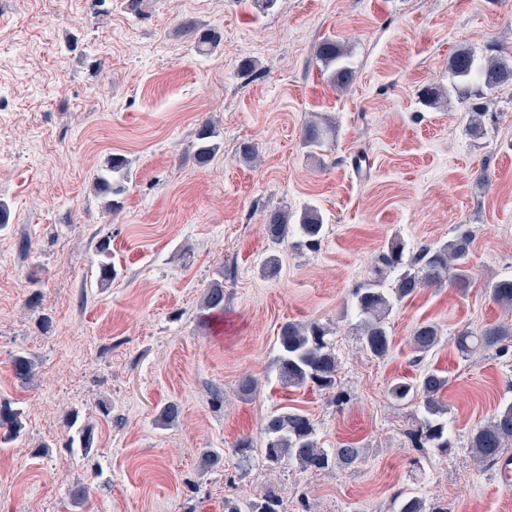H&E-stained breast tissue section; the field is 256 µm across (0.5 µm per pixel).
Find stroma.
Returning <instances> with one entry per match:
<instances>
[{"label": "stroma", "instance_id": "obj_1", "mask_svg": "<svg viewBox=\"0 0 512 512\" xmlns=\"http://www.w3.org/2000/svg\"><path fill=\"white\" fill-rule=\"evenodd\" d=\"M192 22L217 28L220 45L202 53L177 34ZM327 38L351 51L347 89L315 56ZM492 44L512 51V0H145L139 14L127 0H0V400L25 425L0 448V512H224L225 497L271 486L288 512L302 496L310 512H397L408 494L443 512H512L500 463L476 462L468 442L512 401V341L468 357L455 346L461 332L512 324L484 291L512 277V87L493 93L497 118L474 137L472 99L448 80L456 50L480 59ZM430 88L439 104L424 102ZM323 117L335 134L305 148V126ZM208 118L223 147L201 167L190 144ZM245 143L258 162L241 159ZM112 154L132 180L111 214L93 176ZM283 207L317 208L324 240L283 249L269 276L263 224ZM464 231L470 287L395 303L388 356L363 352L353 290L381 248L397 236L414 253ZM107 235L117 276L101 289L94 247ZM216 280L224 314L205 322L200 300ZM290 320L330 329L343 404L279 385L277 336ZM422 321L441 332L426 354L410 340ZM20 351L38 362L27 387L11 366ZM429 370L449 378L445 454L412 447L420 411L388 394L392 379ZM246 375L259 383L250 396L238 389ZM172 400L179 421L156 426ZM294 408L322 447L360 443L364 462L270 466L265 424ZM73 409L95 426L85 452L67 446ZM243 434L255 444L246 461L233 451ZM207 448L223 449L218 464L203 465ZM80 483L92 490L75 504Z\"/></svg>", "mask_w": 512, "mask_h": 512}]
</instances>
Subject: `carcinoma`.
I'll return each mask as SVG.
<instances>
[{"label": "carcinoma", "instance_id": "carcinoma-1", "mask_svg": "<svg viewBox=\"0 0 512 512\" xmlns=\"http://www.w3.org/2000/svg\"><path fill=\"white\" fill-rule=\"evenodd\" d=\"M178 33L194 40L198 48L212 49L219 45L222 36L214 27L184 25ZM316 57L333 67L332 79L341 89L348 88L354 79V70L344 62L346 50L334 40L326 39L316 47ZM451 78L472 87V93L484 96L504 86H512V54L496 55L477 62L475 55L466 48L457 50L448 60ZM332 131V125H309L304 132V144L309 148L321 146L324 137ZM219 132L210 121L201 122L192 143L195 160L204 165L220 150ZM130 178L129 161L114 155L94 177L96 194L105 199V209L115 212L121 208L122 196L128 189ZM321 213L313 208L304 209L298 223H288V210L270 212L263 231L273 251L266 257L264 270L268 274L276 271L278 255L276 248L288 242L291 234L300 237L299 245L308 249L317 248L324 234ZM470 239L462 234L453 240L435 246H426L411 257H406L404 241L395 236L387 242L378 256L376 277L356 289L355 305L361 317L359 341L362 349L377 358L388 355L391 336L386 319L392 310L393 301H402L423 288L440 287L447 282L465 286L470 282ZM97 285L105 288L112 283L115 268L111 261V238L101 237L96 245ZM395 274L391 287H384L385 272ZM486 292L496 304L512 309V278L492 283ZM205 315L224 312V284L213 282L205 289L200 302ZM328 330L316 321H288L281 326L277 346L276 371L278 382L288 388L312 387L333 394L338 398L337 376L340 361L335 348L326 340ZM512 338V328L505 325H489L479 333L457 337L460 353L467 357L478 349H494ZM412 343L417 352L426 354L436 348L440 341L438 327L431 322H420L412 331ZM12 366L15 378L22 385H29L36 377V358L27 352L14 354ZM448 387V377L437 371H428L415 380L393 379L388 394L398 403L418 402L422 416L417 429L410 438L417 448L430 446L444 452L452 447L448 433V406L442 394ZM181 407L176 401L165 403L157 414V423L168 426L177 422ZM24 431L23 410L0 402V444L8 445L17 440ZM267 440L264 448L266 461L279 465L283 461L295 464L304 472H320L332 468L355 469L363 462V447L344 442L334 448L320 446L312 419L299 409L287 410L273 415L265 425ZM94 443L93 426L85 424L69 437V447L88 450ZM512 443V402L498 408L485 423L470 434L469 448L476 460L493 462ZM224 512H286L283 500L273 490L246 501L224 499ZM398 512H442L427 508L426 500L418 495H409L400 501Z\"/></svg>", "mask_w": 512, "mask_h": 512}]
</instances>
